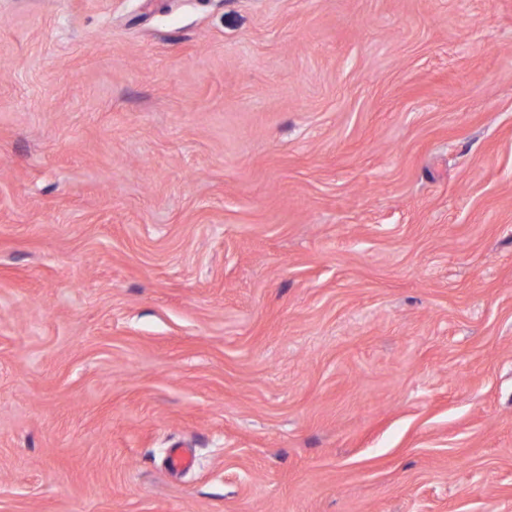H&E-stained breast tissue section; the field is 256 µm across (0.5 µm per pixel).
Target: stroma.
Wrapping results in <instances>:
<instances>
[{
    "instance_id": "obj_1",
    "label": "stroma",
    "mask_w": 512,
    "mask_h": 512,
    "mask_svg": "<svg viewBox=\"0 0 512 512\" xmlns=\"http://www.w3.org/2000/svg\"><path fill=\"white\" fill-rule=\"evenodd\" d=\"M0 512H512V0H0Z\"/></svg>"
}]
</instances>
